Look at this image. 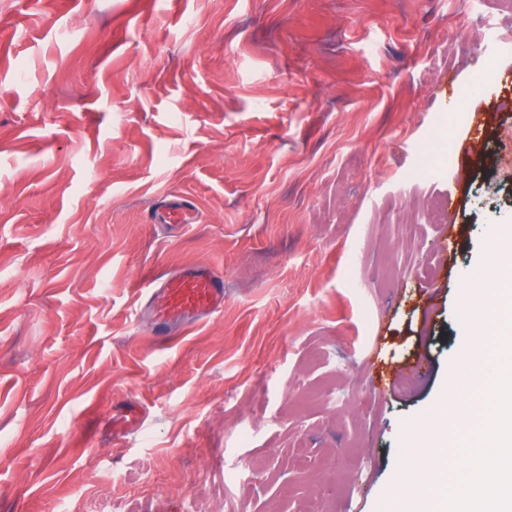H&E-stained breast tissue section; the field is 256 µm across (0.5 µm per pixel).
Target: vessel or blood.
I'll list each match as a JSON object with an SVG mask.
<instances>
[{
    "label": "vessel or blood",
    "mask_w": 512,
    "mask_h": 512,
    "mask_svg": "<svg viewBox=\"0 0 512 512\" xmlns=\"http://www.w3.org/2000/svg\"><path fill=\"white\" fill-rule=\"evenodd\" d=\"M196 210L185 197H172L149 215L152 224L186 227L194 223ZM150 313L156 322L181 325L190 330L203 318L224 307V277L206 265H190L169 275L162 282H143Z\"/></svg>",
    "instance_id": "1"
}]
</instances>
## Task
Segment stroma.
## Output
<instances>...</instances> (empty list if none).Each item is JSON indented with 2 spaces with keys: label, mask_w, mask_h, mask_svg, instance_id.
<instances>
[{
  "label": "stroma",
  "mask_w": 512,
  "mask_h": 512,
  "mask_svg": "<svg viewBox=\"0 0 512 512\" xmlns=\"http://www.w3.org/2000/svg\"><path fill=\"white\" fill-rule=\"evenodd\" d=\"M464 2L0 0V512H411L408 430L464 400V274L512 225V0ZM173 195L196 223H147ZM200 262L224 307L159 345L136 285Z\"/></svg>",
  "instance_id": "1"
}]
</instances>
